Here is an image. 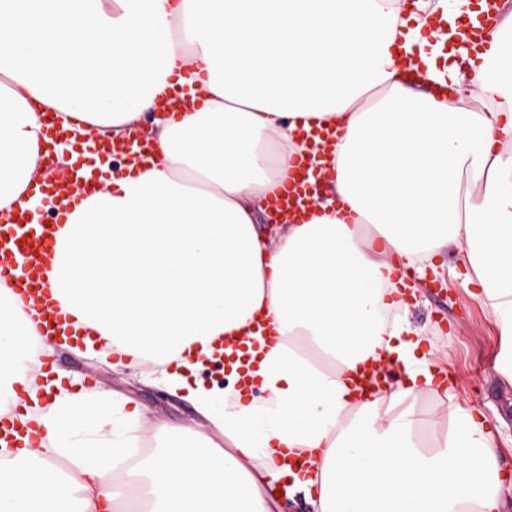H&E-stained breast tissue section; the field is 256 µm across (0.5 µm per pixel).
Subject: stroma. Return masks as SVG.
<instances>
[{
  "mask_svg": "<svg viewBox=\"0 0 512 512\" xmlns=\"http://www.w3.org/2000/svg\"><path fill=\"white\" fill-rule=\"evenodd\" d=\"M464 260L461 252L448 251L437 274L439 286L420 284L406 314L407 321L425 334L431 361L454 378L451 400L421 398L413 409L437 437L447 432L458 411H480L498 430L501 474L512 478V382L498 368L505 349L488 307L464 283ZM45 361L63 372L64 386H93L114 401L139 405L146 427L188 423L204 432L209 429L207 418L184 392L168 387L161 369L127 368L111 358L59 346Z\"/></svg>",
  "mask_w": 512,
  "mask_h": 512,
  "instance_id": "obj_1",
  "label": "stroma"
}]
</instances>
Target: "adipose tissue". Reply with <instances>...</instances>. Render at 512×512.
Instances as JSON below:
<instances>
[{"instance_id":"obj_1","label":"adipose tissue","mask_w":512,"mask_h":512,"mask_svg":"<svg viewBox=\"0 0 512 512\" xmlns=\"http://www.w3.org/2000/svg\"><path fill=\"white\" fill-rule=\"evenodd\" d=\"M483 0H0V214L34 210L41 157L68 172L42 106L86 146L153 113L154 156L96 159L47 274L68 316L62 345L105 339L128 365L172 366L171 389L207 417L160 426L131 459L140 407L68 391L44 371L32 310L0 280V416L26 392L38 434L0 449V512H271L264 484L314 512H500L498 448L481 412L428 441L406 400L435 392L399 267L450 247L468 260L512 344V37L447 45L443 22L478 23ZM425 91H412L406 73ZM446 85L457 94H433ZM186 88L185 111L161 99ZM341 137L321 174L335 195L275 244L258 212L287 181L304 130ZM400 361L402 386L357 398L367 356ZM225 363L229 384L187 383ZM308 452L304 467L282 459Z\"/></svg>"}]
</instances>
